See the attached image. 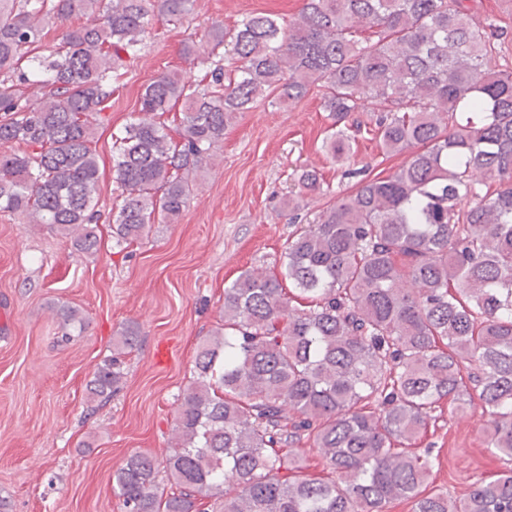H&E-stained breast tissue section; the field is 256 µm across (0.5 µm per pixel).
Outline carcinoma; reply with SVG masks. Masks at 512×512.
<instances>
[{
    "mask_svg": "<svg viewBox=\"0 0 512 512\" xmlns=\"http://www.w3.org/2000/svg\"><path fill=\"white\" fill-rule=\"evenodd\" d=\"M194 0H0V213L46 224L98 251L91 148L112 107L117 69L137 60L154 18L178 24ZM84 19L47 56L45 19ZM497 30L463 0H304L285 25L253 12L213 23L185 54L196 78L166 73L137 117L112 133L121 203L116 246L173 224L189 176L259 99L286 104L317 87L335 123L376 112L386 152L409 153L296 224L275 269L249 268L224 288V325L199 347L165 465L132 454L114 479L127 512H512V467L477 477L463 500L429 488L432 457L415 448L448 400L478 408L491 452L512 462V71L492 66ZM234 66L226 69L224 55ZM38 85L41 95L23 94ZM179 112L175 143L157 115ZM352 136L323 147L340 161ZM320 190L316 171L297 179ZM62 339L84 330L56 310ZM137 327L115 346L133 349ZM111 356L87 383L112 397ZM322 468L293 465L298 448ZM165 473L170 487L158 480Z\"/></svg>",
    "mask_w": 512,
    "mask_h": 512,
    "instance_id": "carcinoma-1",
    "label": "carcinoma"
}]
</instances>
